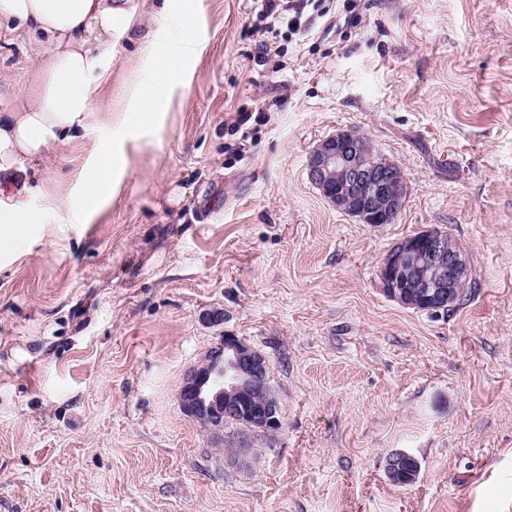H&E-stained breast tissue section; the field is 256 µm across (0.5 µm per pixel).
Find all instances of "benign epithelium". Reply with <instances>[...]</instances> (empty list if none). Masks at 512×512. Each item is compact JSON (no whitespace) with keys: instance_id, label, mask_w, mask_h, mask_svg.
<instances>
[{"instance_id":"obj_1","label":"benign epithelium","mask_w":512,"mask_h":512,"mask_svg":"<svg viewBox=\"0 0 512 512\" xmlns=\"http://www.w3.org/2000/svg\"><path fill=\"white\" fill-rule=\"evenodd\" d=\"M308 177L320 194L363 224H392L408 194L396 164L375 155L357 131L322 140L308 159ZM469 264L465 253L443 231H423L394 246L379 277L383 291L402 305L431 314L448 310L461 294ZM263 353L235 336H224L208 357L186 376L179 402L183 413L219 440L234 418L246 428L282 427L280 400L267 376ZM252 452L246 434L238 437L232 459L240 464Z\"/></svg>"}]
</instances>
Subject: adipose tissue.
<instances>
[{"label": "adipose tissue", "mask_w": 512, "mask_h": 512, "mask_svg": "<svg viewBox=\"0 0 512 512\" xmlns=\"http://www.w3.org/2000/svg\"><path fill=\"white\" fill-rule=\"evenodd\" d=\"M137 10L136 0H0V20L42 37L48 54L33 70L31 90L0 109V260L48 230V215L63 212L75 223L93 217L115 196L112 174L127 158L100 143L95 163L83 169L73 190L31 185L32 172L52 167L90 124L127 131L168 108L170 87L197 52L194 11L180 0H163L158 9L173 44L153 54L148 77L131 86L124 111L108 104L93 109L90 89L104 73L105 53L113 37L130 31ZM35 193L42 200L38 212L30 208Z\"/></svg>", "instance_id": "obj_1"}]
</instances>
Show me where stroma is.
<instances>
[{
  "instance_id": "stroma-1",
  "label": "stroma",
  "mask_w": 512,
  "mask_h": 512,
  "mask_svg": "<svg viewBox=\"0 0 512 512\" xmlns=\"http://www.w3.org/2000/svg\"><path fill=\"white\" fill-rule=\"evenodd\" d=\"M305 34L255 30L254 0H193L198 52L133 138L89 126L65 187L102 141L128 165L112 202L58 224L0 270V512H512V0H341ZM115 40L94 103L121 111L154 44ZM0 22V104L42 55ZM264 114L248 138L238 111ZM364 134L409 186L372 226L311 184L312 150ZM438 229L467 256L469 301L432 315L379 269ZM220 309L224 321H203ZM268 358L283 408L227 462L179 406L221 336ZM405 451L412 484L387 464Z\"/></svg>"
}]
</instances>
